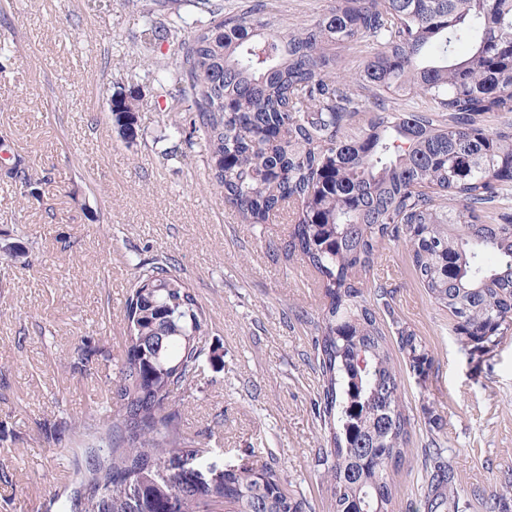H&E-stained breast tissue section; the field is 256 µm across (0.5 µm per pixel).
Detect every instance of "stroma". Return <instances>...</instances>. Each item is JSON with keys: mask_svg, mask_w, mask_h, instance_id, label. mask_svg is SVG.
I'll return each mask as SVG.
<instances>
[{"mask_svg": "<svg viewBox=\"0 0 512 512\" xmlns=\"http://www.w3.org/2000/svg\"><path fill=\"white\" fill-rule=\"evenodd\" d=\"M140 26L127 0L0 9L10 56L0 70V512H60L77 450L93 442L78 425L106 407L125 355L135 265L155 258L188 282L209 323L200 371L178 404L188 435L225 462L270 464L305 512H333L306 322L323 295L299 262L270 257L287 220L240 223L208 178L202 141L174 134L182 113L155 111ZM134 83L142 107L130 143L108 99ZM24 180L33 194L20 195ZM367 279L387 285L396 317L434 361L422 380L393 355L411 421L395 512H428L436 448L454 473L459 512H485L512 475V334L470 359L415 280L404 241L384 243Z\"/></svg>", "mask_w": 512, "mask_h": 512, "instance_id": "1", "label": "stroma"}]
</instances>
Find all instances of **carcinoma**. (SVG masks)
I'll return each mask as SVG.
<instances>
[{
	"instance_id": "obj_1",
	"label": "carcinoma",
	"mask_w": 512,
	"mask_h": 512,
	"mask_svg": "<svg viewBox=\"0 0 512 512\" xmlns=\"http://www.w3.org/2000/svg\"><path fill=\"white\" fill-rule=\"evenodd\" d=\"M209 15L190 34L182 18H154L141 5L143 48L167 43L177 63H159L163 111L186 113L177 133L204 140L208 176L243 224L281 213L288 239L275 261L318 275L324 302L307 319L328 426L325 480L333 512H395L393 472L406 456L403 404L370 405L397 380L385 320L390 291L363 276L385 241L409 247L415 277L448 314L470 357L512 333V0H331L311 23L285 27L255 4ZM370 41L359 70L338 73L344 50ZM140 99L112 95L120 135H136ZM413 368L433 359L389 312ZM126 351L111 409L96 427L63 512H305L277 471L244 462L204 481L175 473L211 451L189 438L177 400L201 367L203 307L165 261L139 266L124 309ZM430 512L454 507L452 472Z\"/></svg>"
}]
</instances>
